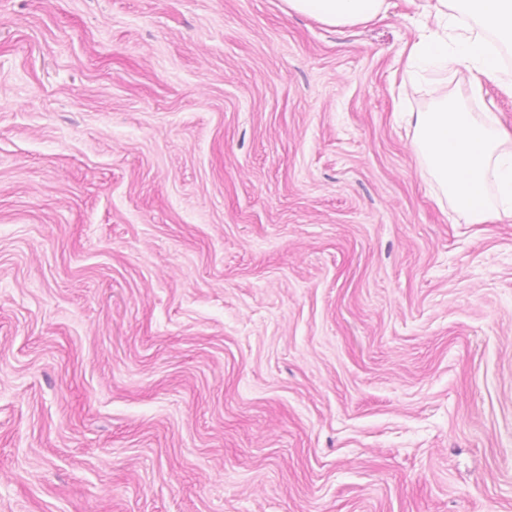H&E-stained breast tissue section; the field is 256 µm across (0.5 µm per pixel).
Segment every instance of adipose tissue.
<instances>
[{"instance_id": "ef3b65f1", "label": "adipose tissue", "mask_w": 512, "mask_h": 512, "mask_svg": "<svg viewBox=\"0 0 512 512\" xmlns=\"http://www.w3.org/2000/svg\"><path fill=\"white\" fill-rule=\"evenodd\" d=\"M288 8L329 26L361 25L386 10V0H285ZM419 35L406 53V72L465 65L471 94L487 86L512 97L503 59L512 55V0H432L419 15ZM412 148L445 202L470 224L512 221V128L495 113L476 115L445 100L431 112H411ZM495 197H488V189Z\"/></svg>"}]
</instances>
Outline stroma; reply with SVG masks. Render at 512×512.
<instances>
[{
    "label": "stroma",
    "instance_id": "1",
    "mask_svg": "<svg viewBox=\"0 0 512 512\" xmlns=\"http://www.w3.org/2000/svg\"><path fill=\"white\" fill-rule=\"evenodd\" d=\"M0 0V512H512V223L440 209L424 0ZM288 9L329 26L361 25L386 11V0H285Z\"/></svg>",
    "mask_w": 512,
    "mask_h": 512
}]
</instances>
